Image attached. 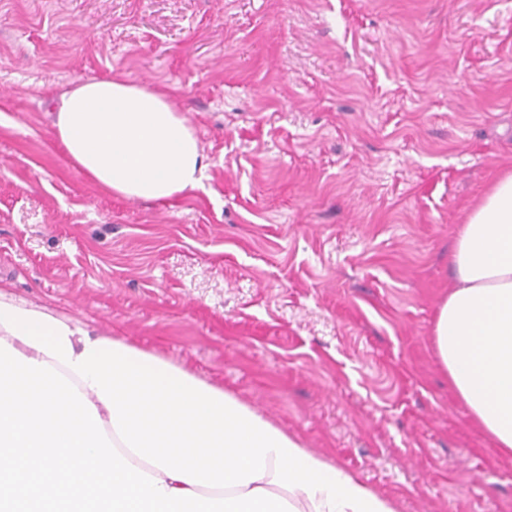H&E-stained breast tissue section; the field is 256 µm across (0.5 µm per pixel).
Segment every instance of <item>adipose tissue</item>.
Instances as JSON below:
<instances>
[{"label": "adipose tissue", "mask_w": 512, "mask_h": 512, "mask_svg": "<svg viewBox=\"0 0 512 512\" xmlns=\"http://www.w3.org/2000/svg\"><path fill=\"white\" fill-rule=\"evenodd\" d=\"M67 162L112 194L203 186L194 127L121 76L56 100ZM434 356L493 448L512 454V170L456 233ZM0 512H396L223 388L0 286Z\"/></svg>", "instance_id": "1"}]
</instances>
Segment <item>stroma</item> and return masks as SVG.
I'll return each instance as SVG.
<instances>
[{"label":"stroma","mask_w":512,"mask_h":512,"mask_svg":"<svg viewBox=\"0 0 512 512\" xmlns=\"http://www.w3.org/2000/svg\"><path fill=\"white\" fill-rule=\"evenodd\" d=\"M172 94L203 189L70 167L56 97ZM512 169V0H0V282L224 387L396 512H512L433 354L456 229Z\"/></svg>","instance_id":"obj_1"}]
</instances>
